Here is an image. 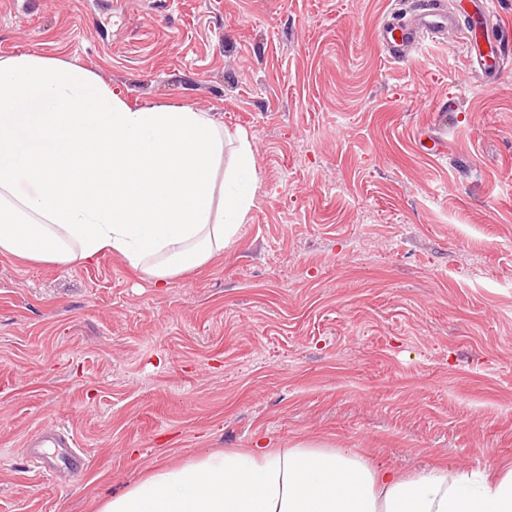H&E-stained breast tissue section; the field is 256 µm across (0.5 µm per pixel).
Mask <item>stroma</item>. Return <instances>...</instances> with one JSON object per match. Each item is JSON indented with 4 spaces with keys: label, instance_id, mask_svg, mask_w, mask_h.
Here are the masks:
<instances>
[{
    "label": "stroma",
    "instance_id": "obj_1",
    "mask_svg": "<svg viewBox=\"0 0 512 512\" xmlns=\"http://www.w3.org/2000/svg\"><path fill=\"white\" fill-rule=\"evenodd\" d=\"M415 0H0V57L253 144L236 241L156 288L121 258L0 256V512H99L160 466L304 440L376 466L512 460V55L374 38ZM444 141L429 155L424 133ZM67 428L80 471L24 449Z\"/></svg>",
    "mask_w": 512,
    "mask_h": 512
}]
</instances>
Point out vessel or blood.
I'll return each instance as SVG.
<instances>
[{"label": "vessel or blood", "mask_w": 512, "mask_h": 512, "mask_svg": "<svg viewBox=\"0 0 512 512\" xmlns=\"http://www.w3.org/2000/svg\"><path fill=\"white\" fill-rule=\"evenodd\" d=\"M461 25L467 30L463 44L467 61L481 83L495 86L503 69L502 55L512 46V30L501 24L490 0H462L456 12L445 11L440 0H424L409 17L380 26L377 38L388 56L403 59L414 47ZM35 445L31 458L41 470H77L85 464V455L73 436L46 434L38 437Z\"/></svg>", "instance_id": "1"}]
</instances>
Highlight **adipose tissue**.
I'll use <instances>...</instances> for the list:
<instances>
[{"instance_id": "1", "label": "adipose tissue", "mask_w": 512, "mask_h": 512, "mask_svg": "<svg viewBox=\"0 0 512 512\" xmlns=\"http://www.w3.org/2000/svg\"><path fill=\"white\" fill-rule=\"evenodd\" d=\"M258 185L253 144L192 107H131L94 73L0 58V256L122 258L157 287L223 253ZM100 512H512V463L409 474L296 442L153 472Z\"/></svg>"}]
</instances>
